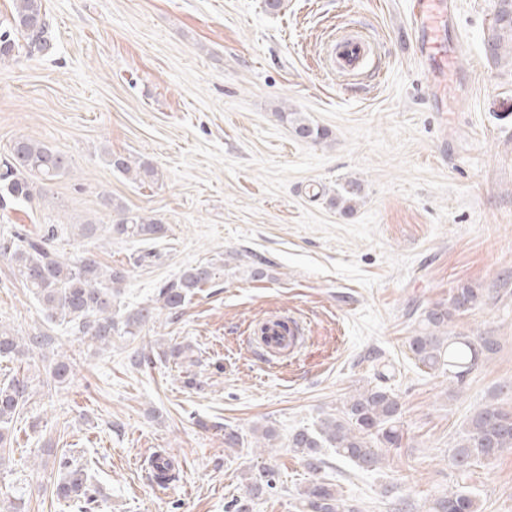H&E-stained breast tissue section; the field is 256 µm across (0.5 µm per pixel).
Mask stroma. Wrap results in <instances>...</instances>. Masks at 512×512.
<instances>
[{
    "label": "stroma",
    "mask_w": 512,
    "mask_h": 512,
    "mask_svg": "<svg viewBox=\"0 0 512 512\" xmlns=\"http://www.w3.org/2000/svg\"><path fill=\"white\" fill-rule=\"evenodd\" d=\"M495 3L456 0L446 36L461 78L441 96L409 0H283L277 11L264 0H43L54 51L0 67V161L25 135L71 165L45 199L0 205V239L54 223L56 248L70 254L75 225L100 224L87 249L126 269L123 311L187 267L218 275L178 313L159 311L99 349L48 322L0 257V325L48 333L74 365L54 389L34 357L39 385L0 464L1 508L19 491L27 512H74L52 493L65 453L106 491L98 512H228L236 499L249 512H298L317 479L350 512H427L460 481L478 512H512V449L463 480L448 462L470 413L512 386V65L484 51ZM349 33L375 61L332 71L329 50ZM284 111L328 138L297 139ZM111 152L150 162L157 180L134 183L108 165ZM352 181L361 191L346 214L336 200ZM107 195L166 224L165 238L110 234ZM460 285L479 304L452 330L495 336L499 350L459 389L418 365L409 340ZM284 313L306 343L264 358L254 332ZM176 343L190 361L133 363L142 348ZM375 385L402 403L400 447L384 449L375 471L324 448L311 472L290 435ZM265 427L273 447H254ZM228 428L243 447L225 448ZM160 449L179 467L164 488L150 467ZM266 468L275 488L250 494Z\"/></svg>",
    "instance_id": "stroma-1"
}]
</instances>
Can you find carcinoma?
Masks as SVG:
<instances>
[{"label":"carcinoma","instance_id":"obj_1","mask_svg":"<svg viewBox=\"0 0 512 512\" xmlns=\"http://www.w3.org/2000/svg\"><path fill=\"white\" fill-rule=\"evenodd\" d=\"M485 53L502 61L503 48L512 53V0H497L494 25L484 40ZM54 50L52 25L43 0H12V22L0 32V64H7L17 54L43 56ZM278 117L291 124L294 134L305 140L320 142L329 136L323 128L312 125L301 112H280ZM112 169L132 176L134 181L154 179L151 163L109 154ZM0 172V202L4 197L15 203H30L42 194V188L61 177L70 167L69 159L49 145L35 139L19 137L11 146L9 158ZM104 205L119 218L112 232L127 237H165L166 227L155 219L132 214L123 206L104 197ZM56 227L50 226L36 237L19 234L0 239V257L9 259L13 274L40 305L48 321L68 326L77 336L107 347L112 337L133 336L135 329L152 318L155 308L141 307L118 319L113 302L119 297L126 280V270L112 267L83 256H65L54 249ZM215 267L199 265L183 270L173 281L159 289L155 303L159 308L177 313L185 302L204 285L215 279ZM477 292L461 285L453 289L448 303H439L425 312L426 331L411 337L409 350L419 365L433 371L448 372L458 386L480 364L497 353L493 336L455 334L449 327L455 319L474 309ZM53 338L46 333L19 336L0 325V359L20 361L31 352H47ZM48 374L54 386H66L74 376L73 363L64 354L49 359ZM32 378L13 376L0 382V461L11 447L14 422L32 397ZM402 406L398 398L381 386L365 388L351 394L343 410L322 419L317 429H301L288 441V447L301 454L307 468L321 469L323 460L318 449L327 445L361 469H377L382 456L377 444L397 448L401 444ZM512 448V405L489 403L474 410L455 447L449 463L459 476L470 472L474 464ZM153 477L159 484L177 480L179 471L174 460L158 452L151 460ZM57 498L71 503L77 512L98 508L102 492L89 479L86 470L62 455L58 459V479L53 483ZM303 512H351L336 490L324 481L308 484L301 492ZM428 512H477L475 499L464 487H456L436 498Z\"/></svg>","mask_w":512,"mask_h":512}]
</instances>
